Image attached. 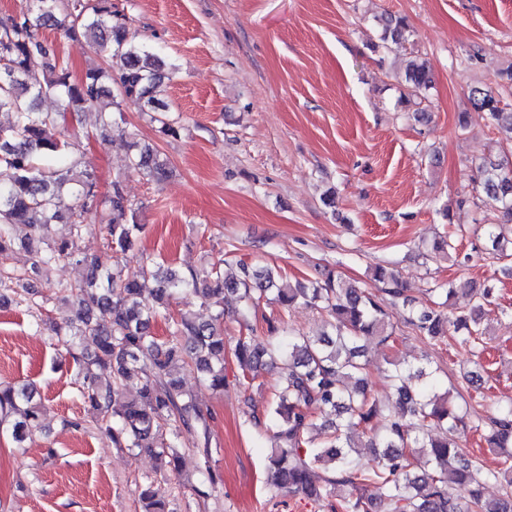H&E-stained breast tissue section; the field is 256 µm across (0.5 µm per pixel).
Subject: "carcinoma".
I'll list each match as a JSON object with an SVG mask.
<instances>
[{
	"label": "carcinoma",
	"mask_w": 512,
	"mask_h": 512,
	"mask_svg": "<svg viewBox=\"0 0 512 512\" xmlns=\"http://www.w3.org/2000/svg\"><path fill=\"white\" fill-rule=\"evenodd\" d=\"M112 0H22L19 21L0 20V112L13 116L0 126V258L16 246L15 229H30L25 246L33 254L30 271L47 275L59 262L73 267L74 278L61 288L74 315L55 324V336L78 364L80 394L87 412L112 436L119 448L151 453L164 463V471L178 474L182 440L202 450L205 471L209 465V423L190 410L182 381L174 368L187 365L212 390H224V295H238L242 303L239 324L249 327V313L261 301L284 308L303 305L326 314V330L317 336L297 335L282 317L267 320L269 336L242 334L231 347L242 380L255 382L280 360L287 366L269 407L261 410L244 399L246 422L264 428L271 441L267 481L300 491L317 502H327L330 512H512V400L501 404L499 416L476 417L473 429L485 432L486 442L498 449L497 466L487 469L481 460L458 451L455 433L466 427L465 415L451 402L450 389L438 391L431 363L402 365L395 359L379 367L394 390L395 409H384L369 393L370 361L363 341L395 342L398 323L439 338L448 325L466 343L487 345L481 319L493 305L488 289L472 294L475 304L450 317L438 310L440 297L456 289L435 284L436 301L410 307L403 301L398 274L377 266L372 279L382 285L383 296L356 288L329 271L318 279L293 287L279 284L274 267L242 261L229 267L220 259L186 273L172 268L153 269L144 263L128 273L121 267L102 269L96 258L84 253L79 242L89 232L91 218L108 224L111 247L125 253L135 244L140 224L136 207L124 193V173L112 180L108 195L98 194L94 174L79 159L70 158L74 143L62 132L65 114L97 113L103 128L114 126L108 106L127 102L144 112H167L158 88L172 65L156 51L128 36L126 27L113 22ZM90 44L105 65L92 66L80 78L45 36L46 30ZM401 19L387 20L381 40L398 45L405 39ZM42 63V79L31 75L32 60ZM401 82L404 101L428 99L434 80L427 63L410 60ZM117 88H112V85ZM475 110L489 124L504 129L512 142V112L482 87L470 91ZM58 102L55 112H40L47 97ZM126 169L155 182L169 173V162L135 136L127 141ZM478 184L484 202L493 210L494 222L485 234L494 258L506 253V226L512 224V162L490 161L478 166ZM64 220L70 237L48 242L37 235L39 225ZM451 244L444 235L422 253L427 260L447 259ZM192 291L217 307L211 320L200 322L183 312L173 320L172 334L154 335L153 322L169 319L172 299ZM401 305L399 322L391 320L385 302ZM93 337L95 350L84 351L80 342ZM112 379L100 380V371ZM123 401L115 403L117 396ZM45 405L31 384L0 385V436L23 448L42 428ZM372 449L369 464L361 462L360 449ZM329 471L324 484L311 478L312 469ZM503 481V495L485 499L487 482ZM468 491L465 502L451 492ZM145 512H165V502L153 483L141 487Z\"/></svg>",
	"instance_id": "1"
}]
</instances>
